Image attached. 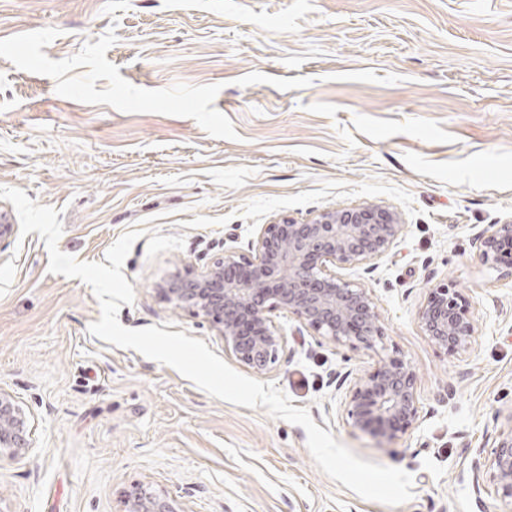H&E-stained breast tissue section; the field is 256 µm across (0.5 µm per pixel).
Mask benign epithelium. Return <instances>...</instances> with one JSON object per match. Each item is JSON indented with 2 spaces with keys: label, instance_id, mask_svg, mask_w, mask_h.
Segmentation results:
<instances>
[{
  "label": "benign epithelium",
  "instance_id": "obj_1",
  "mask_svg": "<svg viewBox=\"0 0 512 512\" xmlns=\"http://www.w3.org/2000/svg\"><path fill=\"white\" fill-rule=\"evenodd\" d=\"M403 230L399 214L380 205H351L321 211L298 224L282 217L261 228L249 253L229 254L205 270L157 284L168 303L191 310L216 324L224 347L244 368L269 372L279 361L284 338L271 329L278 311L295 316L300 330L352 349H376L382 339L379 316L367 290L336 273L341 266L381 258ZM512 241V224H492L478 237L484 261L512 266V254L500 243ZM425 334L450 355L468 352L477 334L471 306L447 285L429 289L419 310ZM347 387L345 414L350 424L391 441L416 424V374L398 356L381 359ZM31 414L9 392L0 389V451L26 455L34 448ZM492 471L496 489L512 500V429L489 461L476 456L471 482L481 494L480 474ZM124 512H184L163 492L140 484L124 501Z\"/></svg>",
  "mask_w": 512,
  "mask_h": 512
}]
</instances>
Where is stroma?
<instances>
[{
	"mask_svg": "<svg viewBox=\"0 0 512 512\" xmlns=\"http://www.w3.org/2000/svg\"><path fill=\"white\" fill-rule=\"evenodd\" d=\"M0 186L59 209V249L104 261L141 230L120 323L204 340L216 326L158 283L247 251L262 225L378 204L403 231L340 268L372 297L383 352L299 335L263 381L363 460L412 477L397 507L316 466L305 430L210 396L175 369L89 333L90 286L48 271L38 232L0 242V389L35 446L0 452V512H123L136 484L184 512H512L459 478L512 428V267L477 237L512 223V0H0ZM472 305L449 355L423 332L429 288ZM408 360L419 419L379 440L350 425L336 373Z\"/></svg>",
	"mask_w": 512,
	"mask_h": 512,
	"instance_id": "obj_1",
	"label": "stroma"
}]
</instances>
